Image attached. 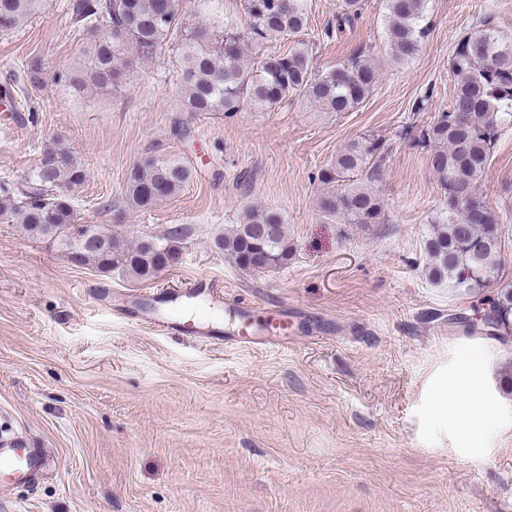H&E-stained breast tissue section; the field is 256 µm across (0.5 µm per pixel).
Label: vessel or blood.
Returning <instances> with one entry per match:
<instances>
[{
  "instance_id": "1",
  "label": "vessel or blood",
  "mask_w": 512,
  "mask_h": 512,
  "mask_svg": "<svg viewBox=\"0 0 512 512\" xmlns=\"http://www.w3.org/2000/svg\"><path fill=\"white\" fill-rule=\"evenodd\" d=\"M120 307L127 318L167 334L187 336L199 343L222 339L240 347L263 348L272 331H287L288 312L272 308L259 313L224 298L223 282L201 278L190 288L167 293H131ZM50 466L47 449L26 439L0 444V487H31Z\"/></svg>"
}]
</instances>
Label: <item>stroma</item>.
Masks as SVG:
<instances>
[{
    "label": "stroma",
    "mask_w": 512,
    "mask_h": 512,
    "mask_svg": "<svg viewBox=\"0 0 512 512\" xmlns=\"http://www.w3.org/2000/svg\"><path fill=\"white\" fill-rule=\"evenodd\" d=\"M66 0L0 36V81L39 56L75 66L86 45ZM339 0H307L311 69L357 49L380 69L348 112L301 97L234 117L204 115L190 141L170 133L178 72L169 59L138 66L130 83L91 103L47 79L33 112L0 111V182H18L59 138L88 170L75 195L80 223L111 226L126 174L159 148L191 158L197 175L176 198L127 216L131 234L187 227L178 261L154 280L70 262L48 241L0 217V433L49 449L56 464L34 487L0 495V512H512V366L505 348L464 335L448 316L465 300L424 275L422 240L439 202L427 149L402 130L417 98L447 109L455 41L483 22L512 30V0H429L428 38L409 64L384 42L385 0H364L353 30L323 28ZM365 135L391 151L375 188L383 224H336L318 213L314 177ZM501 219L498 278L512 282V128L478 181ZM288 219L293 256L282 268H239L212 245L243 209ZM216 278L235 298L296 320L284 346L201 345L98 309L87 291L150 293ZM478 369L486 409L470 428L450 391Z\"/></svg>",
    "instance_id": "obj_1"
}]
</instances>
